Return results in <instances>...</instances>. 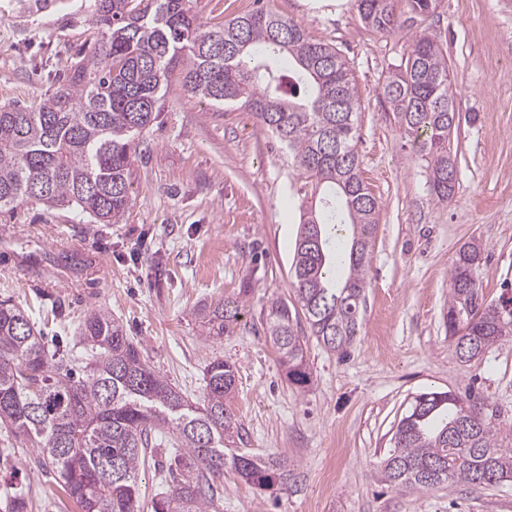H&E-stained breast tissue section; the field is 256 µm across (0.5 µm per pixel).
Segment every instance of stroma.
<instances>
[{
	"instance_id": "stroma-1",
	"label": "stroma",
	"mask_w": 512,
	"mask_h": 512,
	"mask_svg": "<svg viewBox=\"0 0 512 512\" xmlns=\"http://www.w3.org/2000/svg\"><path fill=\"white\" fill-rule=\"evenodd\" d=\"M265 4L341 50L361 104L360 172L380 212L348 356L324 347L297 317L311 380L289 382L266 319L271 302L297 305L292 261L312 188L250 112L188 97L177 70L133 162L132 202L119 223L91 224L37 202L0 214V301L27 310L64 354H79L89 312L109 311L147 364L193 402L207 365L232 363L226 404L243 427L240 451L287 458L292 476L261 490L225 470L219 512H512V482L402 492L380 470L398 422L423 392L475 391L502 435L512 434V336L465 363L443 321L464 244L482 250L486 301L512 290V0H439L422 23L448 53L461 115L448 205L432 195L425 163L381 89L413 29L369 32L353 5L329 0ZM93 12L94 0H0V104L51 94L73 46L92 39ZM244 288L236 329L209 336L195 310ZM168 467L158 447L141 468L144 512L167 491ZM14 487L26 492L24 512H79L34 449L0 452V512H9Z\"/></svg>"
}]
</instances>
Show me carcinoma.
<instances>
[{"instance_id":"obj_1","label":"carcinoma","mask_w":512,"mask_h":512,"mask_svg":"<svg viewBox=\"0 0 512 512\" xmlns=\"http://www.w3.org/2000/svg\"><path fill=\"white\" fill-rule=\"evenodd\" d=\"M192 0H95L94 42L78 50L56 90L35 105L0 107V211L28 200L66 206L96 224H116L132 201L131 168L143 136L159 118L172 69L183 91L217 110L239 105L288 148L318 205L302 215L293 257L297 301L312 335L342 356L359 335L369 251L380 204L360 175V105L350 70L329 42L259 8L212 29ZM354 0L373 33H390L433 14L437 0ZM453 80L442 43L420 33L386 72L384 96L426 162L437 201L449 203L451 132L459 127ZM466 250L451 273L446 327L463 362L512 335V297L485 302L465 274ZM247 292L204 305L196 316L214 336L234 329ZM268 334L302 387L310 379L305 342L288 304L274 302ZM87 357L45 350L25 310L0 302V426L35 448L80 512H143L139 484L155 433L172 432V489L154 512H218L215 479L231 466L248 485L271 489L290 476L288 460L226 453L241 424L227 407L233 365L211 362L202 403L185 399L143 360L138 344L106 310L81 324ZM473 395L423 393L401 418L385 481L423 492L450 482L496 486L512 479L504 443ZM112 465L104 482L95 474Z\"/></svg>"}]
</instances>
